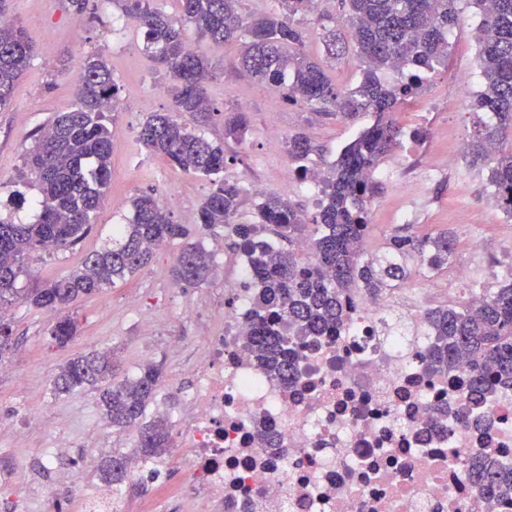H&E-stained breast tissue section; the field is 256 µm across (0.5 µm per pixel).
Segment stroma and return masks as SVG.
<instances>
[{
  "label": "stroma",
  "mask_w": 512,
  "mask_h": 512,
  "mask_svg": "<svg viewBox=\"0 0 512 512\" xmlns=\"http://www.w3.org/2000/svg\"><path fill=\"white\" fill-rule=\"evenodd\" d=\"M456 9L458 23L449 37L448 55L427 82L428 89L440 97L441 107L428 109L419 99L397 115L407 132L434 125L445 130V137L427 136L419 142L420 153L431 154L444 168L421 197L423 220L411 224L397 221L403 201L390 182H383L370 213L366 249L371 254L382 253L395 234L421 239L447 231L456 243L453 266L478 261V283L498 288L512 281L507 273L512 263V241L502 232L508 218L498 212L477 223L470 203L489 193L490 187L485 174L470 164L464 150L476 131L478 116L473 100L481 89V77L473 30L480 17L472 0H458ZM10 14L37 47L14 87L10 104L0 110V206L8 204L16 190H24L29 202L16 211L18 221L34 222L38 214L30 202L34 189L24 188L20 180L23 157L34 144L35 131L55 113L74 106L72 77L80 59L91 53L103 54L121 87L119 107L108 115L112 177L94 228L73 249L35 256L29 274L19 278V287L31 288L61 278L79 266L88 251L111 240L116 225L127 223L129 200L137 194L149 192L159 197L174 193L177 202L170 208L173 221L194 226L211 185L204 177L171 168L139 143L138 132L146 117L170 108L171 80L145 51L139 29H113V21L123 15L116 0H11ZM303 26L307 31L306 52L321 59L331 80L353 85L361 69L355 50L329 57L315 16L305 17ZM199 46L215 69L207 89L220 111L201 132L209 140L223 143L225 179L262 182L268 191L313 213L315 198L305 187L280 185L289 136L298 132L310 136L318 150L309 156V164L327 168L344 145L371 125L372 114L367 112L348 122L319 115L311 105L287 103L270 86L238 69L237 45L203 40ZM462 72L469 73V84L457 83L456 76ZM242 102L250 119L246 139L241 143L225 140L221 114ZM474 241L481 248L477 257L470 250ZM180 249L177 241L161 245L147 266L81 302L74 311L79 332L64 349L53 345L48 334L55 313L20 299L7 305L15 343L0 355V512H14L18 500L34 496L37 488L55 475L65 480L58 495L63 512H77L81 496L99 481L95 471L99 460L115 453L132 456L137 427L112 429L96 403L95 390L65 395L53 390L61 365L91 351L112 355L118 381L133 377L144 364L162 365L164 378L147 415L166 419L173 442L169 454L159 462L164 476L154 483L129 476L120 491L130 512H183L185 486L179 461L185 455L184 392L191 384L193 358L203 352L204 341L199 324L179 320L177 311L197 305L202 314L212 315L217 301L224 297V283L215 279L200 288L177 285L171 269ZM36 408L59 418L58 427L45 431L30 428L26 414ZM40 448L63 449L57 472L43 468L36 454Z\"/></svg>",
  "instance_id": "stroma-1"
}]
</instances>
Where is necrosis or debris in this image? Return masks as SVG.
Here are the masks:
<instances>
[{
    "label": "necrosis or debris",
    "instance_id": "necrosis-or-debris-1",
    "mask_svg": "<svg viewBox=\"0 0 512 512\" xmlns=\"http://www.w3.org/2000/svg\"><path fill=\"white\" fill-rule=\"evenodd\" d=\"M246 256L224 278L223 327L193 366L183 460L194 499L224 512H512L467 457L512 467V389L470 401L466 359L427 371L430 338L400 296L353 291L330 333L299 345L297 379L250 348Z\"/></svg>",
    "mask_w": 512,
    "mask_h": 512
}]
</instances>
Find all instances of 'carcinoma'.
I'll list each match as a JSON object with an SVG mask.
<instances>
[{"label": "carcinoma", "mask_w": 512, "mask_h": 512, "mask_svg": "<svg viewBox=\"0 0 512 512\" xmlns=\"http://www.w3.org/2000/svg\"><path fill=\"white\" fill-rule=\"evenodd\" d=\"M118 2L125 14L136 18L146 50L172 81L168 93L173 110L147 117L138 141L170 167L207 178L211 191L194 228L174 223L152 194L132 198V217L119 228L112 246L87 253L68 275L20 293L16 282L25 260L50 250H69L91 232L93 215L111 180L112 130L106 120L117 108L120 86L102 55L83 57L75 76V106L57 113L39 131L24 158L25 185L38 190L37 220L17 224L0 215V306L22 298L57 312L49 335L57 347L65 348L79 330L73 317L77 303L144 267L156 245L181 241L173 280L184 287L205 285L213 275V260L203 237L227 225L262 288L253 302L255 360L267 375L288 380L298 372L295 340L335 329L341 323L343 293L353 288L370 295L391 290L407 279L410 260L428 271L448 265L455 239L446 233L422 240L393 236L381 256H367L358 243L368 233L380 190L375 172L402 135L394 115L421 94L427 74L447 55L448 34L458 21L457 0H340L339 19L362 62V77L353 88L333 84L320 63L305 53L306 30L296 17L315 11L313 0H278L282 11L249 15L242 12V0H179L177 16L154 8L152 0ZM472 2L481 12L475 40L484 78L474 107L488 113L489 120L479 121L466 153L473 166L487 171L500 209L512 217V0ZM319 21L325 52L334 58L346 49V42L336 33V18L321 15ZM189 26L202 39L242 41L243 69L288 102L317 105L327 116L346 119L361 112L373 114V123L342 149L324 177L313 215L273 193L263 196L254 218L241 213L246 189L239 181L224 179V143L204 138L182 121L188 114L205 123L217 111L207 92L213 68L201 51L188 48ZM34 50L23 27L9 18V0H0V109L10 103ZM398 63L405 66L400 79L393 84L381 81L378 72ZM223 120L224 138L243 142L249 131L247 112L239 107L223 114ZM316 150L303 134L288 139V157L294 162ZM269 226L290 244L305 242L312 265H302L293 250L265 240ZM424 321L432 336L425 355L429 368L443 370L464 355L475 398L512 388V283L486 291L479 305L428 311ZM112 371L106 353L78 355L60 367L54 390L68 394L103 385L98 404L107 422L115 429L139 424L135 454L155 462L171 448L166 419L145 420L162 369L145 364L134 378L118 384L112 383ZM98 471L112 485L121 484L128 477V457L113 455ZM469 474L485 492L512 494L511 470L473 459Z\"/></svg>", "instance_id": "1"}]
</instances>
